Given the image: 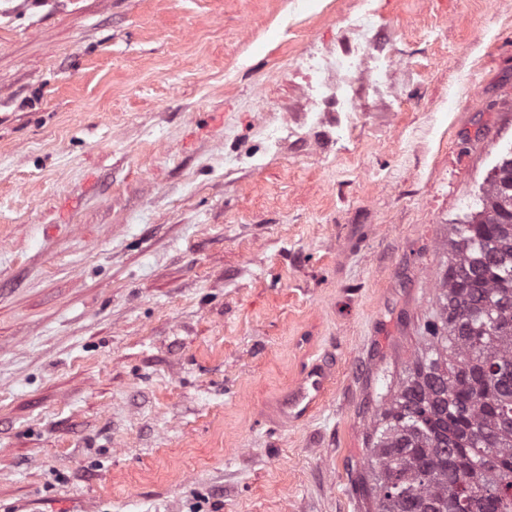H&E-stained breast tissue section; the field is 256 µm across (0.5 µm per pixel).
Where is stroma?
I'll use <instances>...</instances> for the list:
<instances>
[{"label":"stroma","mask_w":512,"mask_h":512,"mask_svg":"<svg viewBox=\"0 0 512 512\" xmlns=\"http://www.w3.org/2000/svg\"><path fill=\"white\" fill-rule=\"evenodd\" d=\"M0 0V512H370L376 408L512 150V0ZM302 422H265L306 365ZM375 10H365L349 20V30L353 35L354 49L350 56L336 60V76L341 72H349L357 68L364 60L375 58L373 45L369 37L376 21ZM334 374L330 366L312 363L298 382L277 402L273 412L282 423L298 422L307 417L324 397Z\"/></svg>","instance_id":"stroma-1"}]
</instances>
